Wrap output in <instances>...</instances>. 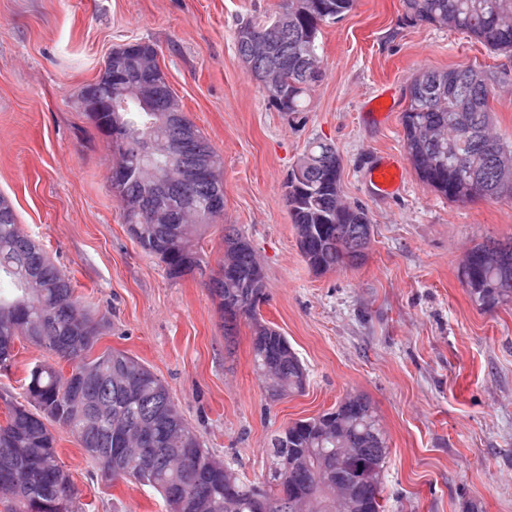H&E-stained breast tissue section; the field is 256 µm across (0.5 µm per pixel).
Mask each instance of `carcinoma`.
Listing matches in <instances>:
<instances>
[{
	"instance_id": "carcinoma-1",
	"label": "carcinoma",
	"mask_w": 512,
	"mask_h": 512,
	"mask_svg": "<svg viewBox=\"0 0 512 512\" xmlns=\"http://www.w3.org/2000/svg\"><path fill=\"white\" fill-rule=\"evenodd\" d=\"M404 16L411 23H426L459 30L487 49L512 55V0H402ZM354 0H286L281 12L288 15V25L273 24V17L240 24L237 31L252 29L254 41L235 37L239 57L250 62V75L261 80L269 67L277 68L276 78L288 92L287 111H302L304 101L321 80L318 35L321 27L342 17L353 7ZM473 66H460L447 71L420 73L409 88V104L402 113L404 142L408 157L420 180L452 202H465L476 197L511 198L512 183L499 182L497 171L507 161L512 163V142L501 138L493 128L490 97L493 86L507 79ZM97 131L106 138L121 123L133 134L164 135L161 113L148 112L130 99L122 112H101L91 118ZM306 154L317 159V166L303 180L290 175L286 201L297 237L306 238L309 251H301L308 265L319 264L326 273L342 266H357L366 254L348 253L346 247L329 246L322 236L323 224L314 218L319 213L335 220L330 229L342 240L345 229L353 224H371L363 207L344 202L339 187L341 159L336 149L325 142H313ZM149 163L163 169L168 160L161 154L150 159L123 153L117 165L124 171L122 219L127 225L141 229L136 242L144 252L164 266L167 276L178 279L187 274L209 275L210 294L218 300L221 312L229 303L241 301V317L253 324L252 354L257 371L278 362L266 388H274L281 396L304 390L306 372L288 339L276 329L260 323L257 307L263 295L259 288L244 294L242 288H214L218 271L208 270V262L200 240L208 228L224 217V209H211L210 184L195 193L197 212L180 213L181 194L169 197L174 215L181 222L150 224L135 211L134 204L142 193L137 173L140 165ZM222 244L234 245L237 265L247 271L257 262L254 249L234 227L223 228ZM470 270L468 292L484 308L512 302V241L487 240L474 246L461 264ZM7 281L11 291L0 289V368L7 369L15 360L16 342L24 339L56 356V362H39L29 367L24 383V402L7 406L5 421L0 422V506L3 512H75L77 491L72 483H62L63 470L52 424L67 422L81 448L101 465L102 458L115 447L113 426L123 423L131 435L130 452L116 466L111 480H133L159 492L168 512H177L170 498L174 486L197 473L213 481L211 495L214 507L208 512H252V500L258 494L276 495L282 473L276 470L285 457L295 458L305 471L318 469L322 463L336 461V449L358 448L360 459L377 467L376 481L368 491L366 512H385L380 503L389 447L375 408L360 393L336 413L332 427L322 439L313 435L321 417L298 420L270 439L269 490L263 492L236 479L234 486L224 484V470L230 464L217 459L204 448L198 435L188 444L180 443L177 434L160 432L163 447L171 449L168 458L153 472L140 466L138 430L141 412L160 405L174 413L181 422L186 419L178 410L164 382L138 358L127 352L107 348L94 357H80L75 367L87 374L90 396L97 399V412L90 414L84 403L69 395L72 380L64 364L72 356L59 342L73 337V329L96 323L100 330L108 324L106 316L93 318L82 297L76 294L71 279L48 258L45 251L19 227L11 202L0 196V283ZM126 374L140 392L139 400L128 398L116 382V375ZM331 481L316 487V496L305 503L301 512H338L336 493Z\"/></svg>"
}]
</instances>
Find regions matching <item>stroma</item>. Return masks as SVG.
I'll use <instances>...</instances> for the list:
<instances>
[{
	"label": "stroma",
	"mask_w": 512,
	"mask_h": 512,
	"mask_svg": "<svg viewBox=\"0 0 512 512\" xmlns=\"http://www.w3.org/2000/svg\"><path fill=\"white\" fill-rule=\"evenodd\" d=\"M282 0H0V194L93 313L110 326L96 351L137 357L161 378L209 451L242 480L263 482L271 435L371 399L390 447L386 512H512V302L485 309L459 278L465 255L512 238V200L451 202L420 181L401 115L424 70L472 65L512 73V57L466 34L403 20L401 0H355L318 35L323 77L304 111H279L238 57L235 31ZM149 39L189 118L220 157L224 218L203 241L223 256L235 225L265 274L263 321L287 337L307 372L302 393L270 399L252 357V331L233 336L206 280L169 279L127 231L108 174L111 141L78 91L112 49ZM341 158V192L372 221L366 260L317 274L302 257L285 185L314 140ZM402 168L392 194L370 171ZM0 370V421L21 398L29 364L48 359L22 343ZM59 457L81 492L79 512H165L135 482L102 480L71 432L54 427Z\"/></svg>",
	"instance_id": "35a3bbf8"
}]
</instances>
